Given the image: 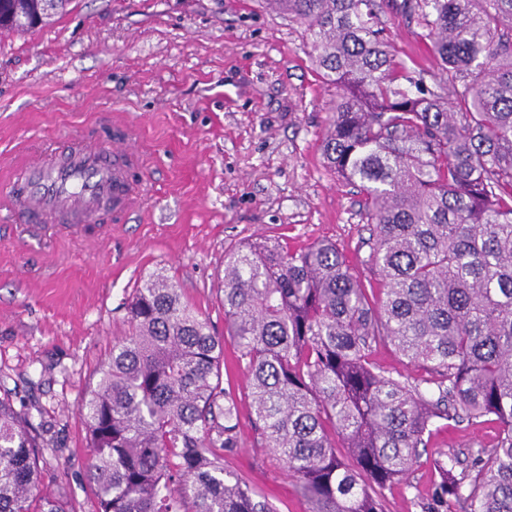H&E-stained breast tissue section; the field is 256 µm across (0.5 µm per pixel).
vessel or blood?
Instances as JSON below:
<instances>
[{"mask_svg": "<svg viewBox=\"0 0 512 512\" xmlns=\"http://www.w3.org/2000/svg\"><path fill=\"white\" fill-rule=\"evenodd\" d=\"M141 163L130 131L119 121L113 122L111 136L98 133L75 142L65 161L51 149L24 154L0 195V222L21 219L34 225L65 215L123 223L143 197L142 184L129 177Z\"/></svg>", "mask_w": 512, "mask_h": 512, "instance_id": "1", "label": "vessel or blood"}]
</instances>
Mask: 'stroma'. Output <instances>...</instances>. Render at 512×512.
I'll return each instance as SVG.
<instances>
[{"label": "stroma", "mask_w": 512, "mask_h": 512, "mask_svg": "<svg viewBox=\"0 0 512 512\" xmlns=\"http://www.w3.org/2000/svg\"><path fill=\"white\" fill-rule=\"evenodd\" d=\"M399 0H377L397 59L436 72ZM336 88L316 72L302 27L263 0H68L53 21L0 35V174L25 150L88 129L129 124L144 153L147 197L123 224H82L29 238L0 223V396L28 412L45 442L48 493L69 512H94L82 400L127 306L151 273L173 280L224 340V386L239 399L240 445L224 455L276 512L308 504L251 424L248 382L220 303L224 257L258 237L288 248L335 241L352 273L372 244L356 187L321 155ZM496 423H450L428 461L385 495L389 512H418L431 457L480 442Z\"/></svg>", "instance_id": "stroma-1"}]
</instances>
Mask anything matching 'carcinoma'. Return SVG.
Listing matches in <instances>:
<instances>
[{"label": "carcinoma", "mask_w": 512, "mask_h": 512, "mask_svg": "<svg viewBox=\"0 0 512 512\" xmlns=\"http://www.w3.org/2000/svg\"><path fill=\"white\" fill-rule=\"evenodd\" d=\"M66 0H0L23 31ZM299 24L336 86L326 166L358 187L378 298L331 241L258 238L224 261V325L262 447L308 512H386L441 421L493 417L481 445L441 454L420 512H512V0H403L438 62L435 87L395 59L375 0H266ZM83 400L96 512H275L224 470L239 447L224 340L162 274L128 307ZM390 344L413 380L371 359ZM29 414L0 397V512H68L40 489Z\"/></svg>", "instance_id": "carcinoma-1"}]
</instances>
